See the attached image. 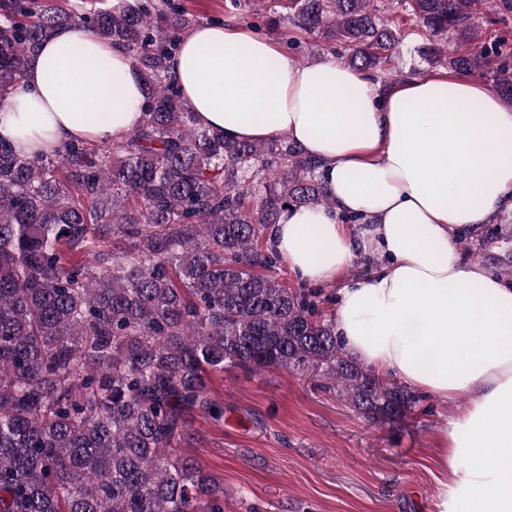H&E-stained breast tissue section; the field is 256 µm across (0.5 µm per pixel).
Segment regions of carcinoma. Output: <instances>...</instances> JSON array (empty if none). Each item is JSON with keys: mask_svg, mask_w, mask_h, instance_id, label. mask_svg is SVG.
I'll use <instances>...</instances> for the list:
<instances>
[{"mask_svg": "<svg viewBox=\"0 0 512 512\" xmlns=\"http://www.w3.org/2000/svg\"><path fill=\"white\" fill-rule=\"evenodd\" d=\"M282 2L374 81L398 69L401 6L427 61L450 53L512 102V65L477 42L480 0ZM71 24L127 51L143 121L122 142L77 138L52 155L0 144V512H224V487L176 448L186 411L224 417L209 381L226 366L310 370L360 412L405 418L419 397L346 354L320 293L272 274L281 211L332 200L288 136L240 142L198 124L167 68L194 24L186 10L0 0V106ZM481 242L512 252V227L489 224Z\"/></svg>", "mask_w": 512, "mask_h": 512, "instance_id": "1", "label": "carcinoma"}]
</instances>
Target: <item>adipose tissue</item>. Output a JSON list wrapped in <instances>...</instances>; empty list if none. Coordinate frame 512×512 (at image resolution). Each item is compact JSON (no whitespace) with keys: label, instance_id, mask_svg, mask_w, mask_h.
Instances as JSON below:
<instances>
[{"label":"adipose tissue","instance_id":"ef3b65f1","mask_svg":"<svg viewBox=\"0 0 512 512\" xmlns=\"http://www.w3.org/2000/svg\"><path fill=\"white\" fill-rule=\"evenodd\" d=\"M168 69L204 127L235 141L285 133L320 162L333 205L284 210L279 255L311 283L342 281L358 253L385 256L342 281L336 334L376 374L454 404L436 433L435 512H512V285L453 246L512 210V106L450 73L385 88L335 61L303 65L230 26L187 32ZM144 94L123 47L63 26L0 109V142L30 156L122 140Z\"/></svg>","mask_w":512,"mask_h":512}]
</instances>
